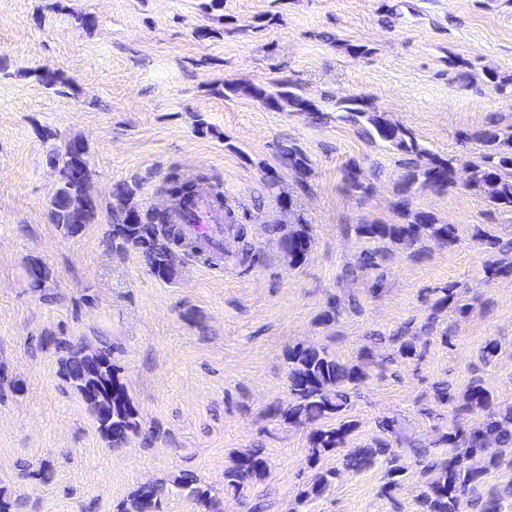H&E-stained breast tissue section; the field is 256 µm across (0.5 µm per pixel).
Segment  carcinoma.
Instances as JSON below:
<instances>
[{"label":"carcinoma","instance_id":"cac0c4a2","mask_svg":"<svg viewBox=\"0 0 512 512\" xmlns=\"http://www.w3.org/2000/svg\"><path fill=\"white\" fill-rule=\"evenodd\" d=\"M250 93L273 109L281 108V103L285 102L298 112H319L313 103L297 94L294 85L287 81L279 83L278 89L273 92L253 87ZM342 112L343 119L363 126L371 142L379 140L414 157L413 165L402 178L395 203L397 211L402 214L409 212L412 189L418 182L438 193L448 191V186L453 183L451 164L420 146L411 131L388 121L361 97L354 96L342 101ZM473 138L482 142L485 150L468 163L469 186L485 192L493 205L512 208V131L494 127L474 133ZM86 155V146L83 145L76 151L68 146L65 152H54L48 156L49 165L58 173V187L49 203L50 217L68 235H76L85 225L94 222L100 207L99 196L91 187V176L83 175L88 169ZM277 155L282 167L302 175L307 173L308 158L299 148L281 146L277 149ZM203 180L202 176L170 175L166 191L174 198L175 206L163 213L152 210L140 212L134 202L137 184L115 185L108 202L112 214L108 238L112 249L138 250L156 277L171 279L174 275L171 259L176 249L183 247L202 252L201 242L187 236L183 225L173 223L171 215L177 213L188 222L194 219ZM73 199H86L89 207L75 212L69 207ZM270 232L277 235L281 258L288 267L294 268L305 261L308 255L305 246L310 240L305 225L299 224L283 234L281 226L275 224ZM356 232L367 239H387L409 247L425 238L448 244L456 241L453 225L438 224L433 216L422 212L415 213L413 220L407 224H360ZM236 240L240 263L252 266L259 253L242 225L237 228ZM434 294L437 295L434 306L439 310L452 303L461 313L467 310L452 286L438 288ZM57 348L63 351L59 361L62 381L93 410L101 436L112 447H120L129 435L138 432L139 421L120 377L121 367L112 357V348H101L99 354L93 357L85 354V346L80 342L61 340L57 342ZM288 362L291 400L288 407L275 409L274 415L294 425L336 420V423L315 431L310 438L312 456L318 458L341 447L354 429L352 422L343 420V413L350 405L353 388L367 374L362 366L344 364L324 348L294 349L288 353ZM456 411H482L485 419L482 425L467 430L453 424L442 436L441 441L451 451L448 458L426 468L432 473V478L427 482L428 492L423 497L425 512H462L466 495L483 482L488 466L496 462V457L486 447V440L492 439L500 448L512 446V406L503 408L495 405L491 393L480 382L474 381L468 386ZM377 427L382 436L371 444L352 449L345 458L346 469L359 471L371 466L377 457L387 454L395 444L409 449L416 457L427 455L428 448L409 432L401 418L382 416ZM266 467L261 449L243 453L238 456L233 468L224 472V485L235 492L240 491L261 477ZM170 485L187 493L207 512H221L220 502L196 474L182 473L174 477ZM168 486L163 483L139 486L130 495L129 501L118 506L117 512H154L167 495ZM506 495L512 497V485L484 499L478 498L475 503L479 504V512H500L501 501Z\"/></svg>","mask_w":512,"mask_h":512}]
</instances>
